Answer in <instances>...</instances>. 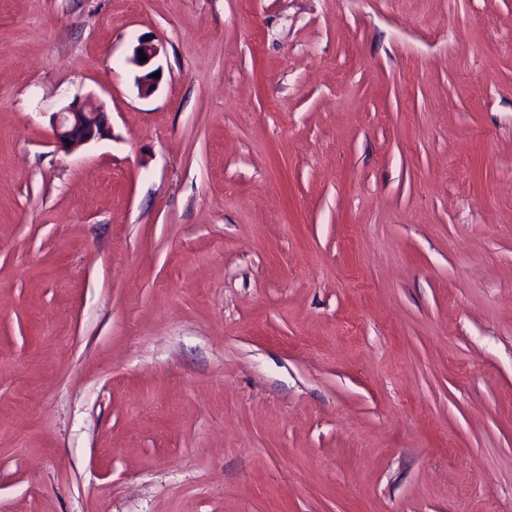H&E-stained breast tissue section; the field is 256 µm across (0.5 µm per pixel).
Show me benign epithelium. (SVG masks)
Masks as SVG:
<instances>
[{"mask_svg":"<svg viewBox=\"0 0 512 512\" xmlns=\"http://www.w3.org/2000/svg\"><path fill=\"white\" fill-rule=\"evenodd\" d=\"M142 53L147 56V60H140ZM158 54L159 45L154 43V39L143 37L133 48L131 61L144 68ZM52 131L57 144L63 148L74 149L109 137L111 126L106 113L95 101L90 98H75L60 111L53 113Z\"/></svg>","mask_w":512,"mask_h":512,"instance_id":"benign-epithelium-1","label":"benign epithelium"}]
</instances>
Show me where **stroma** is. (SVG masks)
<instances>
[{"label":"stroma","instance_id":"35a3bbf8","mask_svg":"<svg viewBox=\"0 0 512 512\" xmlns=\"http://www.w3.org/2000/svg\"><path fill=\"white\" fill-rule=\"evenodd\" d=\"M0 512H512V0H0ZM52 131L57 144L74 149L109 137L111 126L99 104L91 98H74L53 113Z\"/></svg>","mask_w":512,"mask_h":512}]
</instances>
